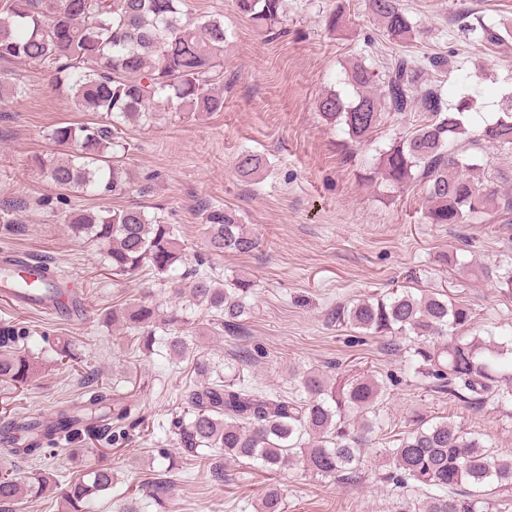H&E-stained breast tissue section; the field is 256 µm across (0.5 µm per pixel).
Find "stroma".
Listing matches in <instances>:
<instances>
[{
    "mask_svg": "<svg viewBox=\"0 0 512 512\" xmlns=\"http://www.w3.org/2000/svg\"><path fill=\"white\" fill-rule=\"evenodd\" d=\"M421 34L401 46L384 36L365 0H285L274 33L255 29L234 0H186L189 15L223 17L224 109L200 116L159 113L149 123L129 124L126 167L131 187L119 196L59 193L32 159L50 154L47 132L62 122L94 121L76 112L51 76L27 66L13 70L28 91L0 100V254L38 258L60 271L66 294H81V318L49 317L16 309L0 300V327L25 330L19 350H33L43 338L73 340L76 361L41 365L24 386L0 382V421L49 416L79 402L86 372L116 387L138 404L141 424L129 429L121 446L85 440L86 451L71 455L57 445L48 464L74 476L107 455L119 482L115 493L136 486L151 471L168 470L174 508L150 512H255L253 504L268 480L280 485L285 512H392L399 496L381 484L378 448L413 426L417 417H447L467 431L490 437L496 452L512 454V419L504 411L475 410L426 389L402 365V352L387 339L340 325L337 306L372 298L397 286L431 290L468 305L476 326L512 329V292L480 267L512 268V225L428 224L426 190L414 181L394 188L375 174L379 149L406 135L419 115H383L368 142H352L318 111L325 93L342 87L350 60L364 59L381 70L392 55L439 53L449 65L431 73L446 102L465 90L480 95L469 127L494 117L512 94V42L494 53L458 31L454 17L469 11L484 21L512 23V0H402ZM343 12L346 25L329 32L325 19ZM261 158L256 177H242V153ZM236 211L258 233L259 249L211 259L220 276H244L255 285L251 312L235 332L218 331L206 311L192 309L183 327L192 336L190 360H169L154 350L130 352L101 321L112 306L136 299L173 305L176 299L153 281H113L103 250L78 243L65 218L72 209L138 206L174 225L187 265L206 250L202 204ZM252 362L245 379L283 390L316 369L328 376L356 369L385 385L381 424L362 458L358 482L318 477L296 465L267 477L258 467L228 463L223 482L208 475L209 463L182 457L162 427L179 415L181 394L197 376L194 359L223 370L239 350Z\"/></svg>",
    "mask_w": 512,
    "mask_h": 512,
    "instance_id": "stroma-1",
    "label": "stroma"
}]
</instances>
